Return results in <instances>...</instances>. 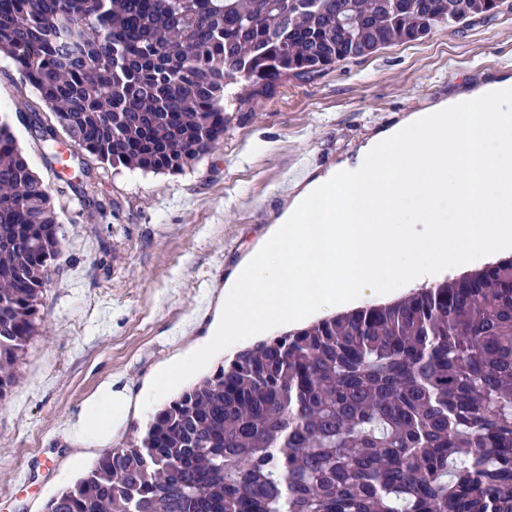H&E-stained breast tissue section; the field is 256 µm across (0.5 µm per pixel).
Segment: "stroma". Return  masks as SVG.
<instances>
[{"instance_id":"stroma-1","label":"stroma","mask_w":512,"mask_h":512,"mask_svg":"<svg viewBox=\"0 0 512 512\" xmlns=\"http://www.w3.org/2000/svg\"><path fill=\"white\" fill-rule=\"evenodd\" d=\"M512 65V10L465 28L352 58L312 80L289 78L230 115L216 148L181 173L92 166L79 185L90 206L56 200L61 269L48 286L45 336L30 344L0 403V512H43L106 446L84 456L64 437L105 382L138 399L173 356L204 342L216 294L263 243L291 202L336 167H353L382 131L450 96L504 80ZM44 111L0 57V116L33 170L56 187L20 114ZM301 178L289 182L294 168ZM26 471L29 481L15 475Z\"/></svg>"}]
</instances>
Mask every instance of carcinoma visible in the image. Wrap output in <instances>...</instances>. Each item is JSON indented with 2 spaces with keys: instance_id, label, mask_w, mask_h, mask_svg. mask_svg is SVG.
<instances>
[{
  "instance_id": "1",
  "label": "carcinoma",
  "mask_w": 512,
  "mask_h": 512,
  "mask_svg": "<svg viewBox=\"0 0 512 512\" xmlns=\"http://www.w3.org/2000/svg\"><path fill=\"white\" fill-rule=\"evenodd\" d=\"M507 0H0L44 148L179 173L294 78ZM56 194L0 119V402L60 272ZM44 512H512V257L236 352Z\"/></svg>"
}]
</instances>
